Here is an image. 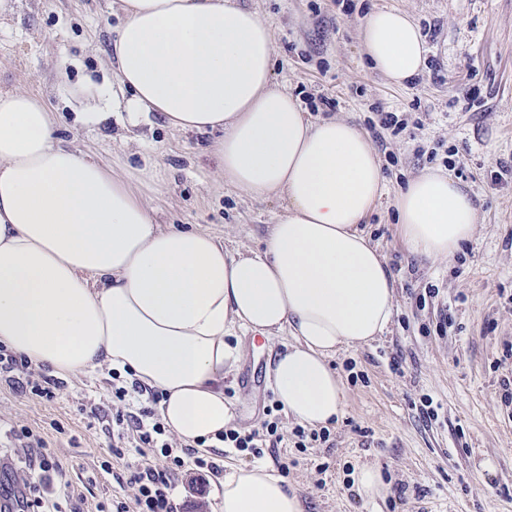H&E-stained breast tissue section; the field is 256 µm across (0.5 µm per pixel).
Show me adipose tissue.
<instances>
[{"instance_id": "adipose-tissue-1", "label": "adipose tissue", "mask_w": 512, "mask_h": 512, "mask_svg": "<svg viewBox=\"0 0 512 512\" xmlns=\"http://www.w3.org/2000/svg\"><path fill=\"white\" fill-rule=\"evenodd\" d=\"M112 43L118 92L70 91L81 118L135 125L150 115L182 131H217V175L284 211L266 248L243 253L208 232L162 226L123 179L62 143L41 95L0 90V344L59 376L112 369L164 395L159 416L187 445H219L234 418L224 376L237 333L292 343L273 363L277 401L324 427L344 411L331 359L373 341L393 316L395 278L362 224L385 190L365 133L310 121L274 80L272 29L238 0H122ZM373 67L402 86L426 44L402 10L360 28ZM393 206L398 234L423 259L470 240L479 210L440 170L409 179ZM214 512H303L299 495L259 465L230 469Z\"/></svg>"}]
</instances>
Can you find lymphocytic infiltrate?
Here are the masks:
<instances>
[{"label":"lymphocytic infiltrate","instance_id":"obj_1","mask_svg":"<svg viewBox=\"0 0 512 512\" xmlns=\"http://www.w3.org/2000/svg\"><path fill=\"white\" fill-rule=\"evenodd\" d=\"M0 382L46 402L57 399L65 387L64 381L33 369L24 355L2 345ZM140 395L147 397L148 406L135 414L123 410V402ZM112 399L120 404L112 414V458L101 461L99 468L111 473L112 459L122 460V480L134 487V500L129 503L118 497L106 504L100 502L94 512H176L173 491L184 475L192 472L203 479L223 473L224 467L216 458L169 439L153 410L161 400L159 392L144 391L135 382L128 387H113ZM12 436L16 453L24 455L26 462L19 471L11 456L0 457V469L12 474L8 486L0 488V507L5 512H87L82 495L65 489L57 493L45 490L47 474L62 475L63 467L48 453L44 438L26 426L13 430ZM133 450L151 451L164 458L165 464L157 469L129 462L128 455Z\"/></svg>","mask_w":512,"mask_h":512}]
</instances>
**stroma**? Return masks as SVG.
Instances as JSON below:
<instances>
[{
    "label": "stroma",
    "mask_w": 512,
    "mask_h": 512,
    "mask_svg": "<svg viewBox=\"0 0 512 512\" xmlns=\"http://www.w3.org/2000/svg\"><path fill=\"white\" fill-rule=\"evenodd\" d=\"M274 32V79L310 119L346 118L367 128L374 108L418 119L400 136L372 138L386 193L363 229L397 279L392 322L374 341L337 353L344 413L327 443L301 450L278 407L269 374L281 338L243 335L246 355L224 379L234 428L279 418L281 442L263 464L287 463L288 485L305 512H512V0H240ZM0 17V90L44 94L61 139L115 172L152 167L138 191L156 223L200 228L228 246L261 251L282 199L254 198L216 174L214 132H180L157 117L134 128L77 121L58 95L63 85L112 87L109 52L124 15L119 0H19ZM406 11L428 53L415 83L398 87L361 52L360 25L373 9ZM335 108L309 109L310 98ZM507 166L499 183L491 174ZM448 172L474 195L473 237L452 256L417 260L396 232L390 202L413 176ZM108 376L68 377L55 402L0 384V452L11 427L40 434L67 465L89 503L132 488L100 472L110 439L81 403H108ZM438 406L424 418L423 398ZM382 473L381 497L364 500L353 485L363 464Z\"/></svg>",
    "instance_id": "obj_1"
}]
</instances>
